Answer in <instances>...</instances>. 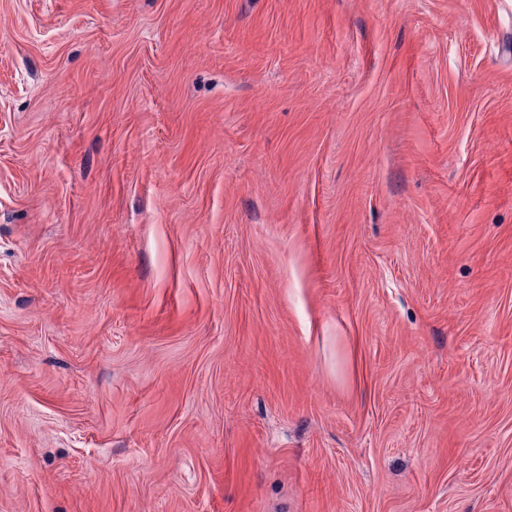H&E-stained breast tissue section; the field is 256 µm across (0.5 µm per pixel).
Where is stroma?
I'll use <instances>...</instances> for the list:
<instances>
[{"mask_svg":"<svg viewBox=\"0 0 512 512\" xmlns=\"http://www.w3.org/2000/svg\"><path fill=\"white\" fill-rule=\"evenodd\" d=\"M0 512H512V0H0Z\"/></svg>","mask_w":512,"mask_h":512,"instance_id":"obj_1","label":"stroma"}]
</instances>
